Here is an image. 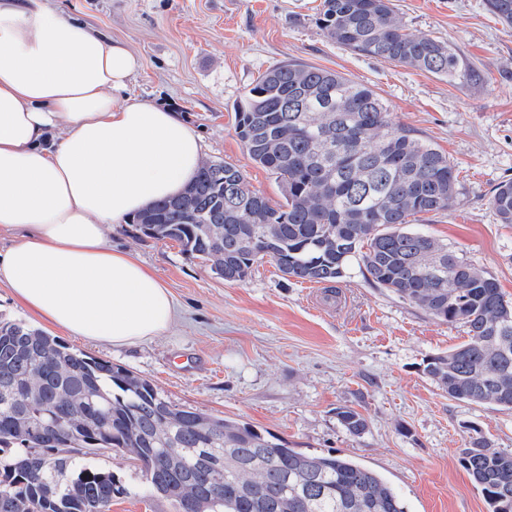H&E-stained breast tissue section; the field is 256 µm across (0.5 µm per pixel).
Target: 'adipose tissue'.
<instances>
[{
  "instance_id": "ef3b65f1",
  "label": "adipose tissue",
  "mask_w": 512,
  "mask_h": 512,
  "mask_svg": "<svg viewBox=\"0 0 512 512\" xmlns=\"http://www.w3.org/2000/svg\"><path fill=\"white\" fill-rule=\"evenodd\" d=\"M141 62L46 0H0V279L66 334L131 345L165 332L173 297L112 226L178 195L197 130L129 92Z\"/></svg>"
}]
</instances>
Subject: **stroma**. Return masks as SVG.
Returning <instances> with one entry per match:
<instances>
[{
  "label": "stroma",
  "instance_id": "35a3bbf8",
  "mask_svg": "<svg viewBox=\"0 0 512 512\" xmlns=\"http://www.w3.org/2000/svg\"><path fill=\"white\" fill-rule=\"evenodd\" d=\"M396 2L411 29L452 43L480 81L451 83L328 41L316 24L321 0H49L123 43L142 63L133 91L170 103L201 135L204 158L241 166L251 189L274 204L278 185L235 132L245 87L289 59L368 85L394 123L434 141L459 171L453 204L418 229L512 300V224L498 223L489 204L496 185L512 180V29L484 0ZM108 240L156 272L177 317L132 346L65 337L74 351L150 380L173 404L248 424L301 453L351 456L382 475L407 512H489L459 453L478 435L512 451V410L448 398L422 373L424 358L467 340L464 326L376 288L355 261L331 299L322 285L286 279L267 259L244 281L225 282L178 243L132 223L112 228ZM344 406L364 415V435L339 424ZM96 462L128 489L110 512H172L166 500L142 497L126 454Z\"/></svg>",
  "mask_w": 512,
  "mask_h": 512
}]
</instances>
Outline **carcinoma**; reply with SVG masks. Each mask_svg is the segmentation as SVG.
Here are the masks:
<instances>
[{
    "instance_id": "carcinoma-1",
    "label": "carcinoma",
    "mask_w": 512,
    "mask_h": 512,
    "mask_svg": "<svg viewBox=\"0 0 512 512\" xmlns=\"http://www.w3.org/2000/svg\"><path fill=\"white\" fill-rule=\"evenodd\" d=\"M512 28V0H485ZM318 26L351 52L450 81L478 72L451 43L410 30L394 0H322ZM247 155L281 189L273 205L224 160L202 161L175 198L134 223L177 242L229 283L267 258L287 278L332 284L363 274L468 341L427 357L452 399L512 410V302L448 245L409 227L448 210L458 172L432 141L394 124L366 84L296 60L261 74L234 106ZM490 206L512 224V181ZM349 434L367 431L351 407ZM119 450L172 512H406L381 476L347 455L303 454L235 420L164 398L147 379L21 322L0 320V512H110L126 487L95 467ZM460 463L490 512H512V452L481 436Z\"/></svg>"
}]
</instances>
